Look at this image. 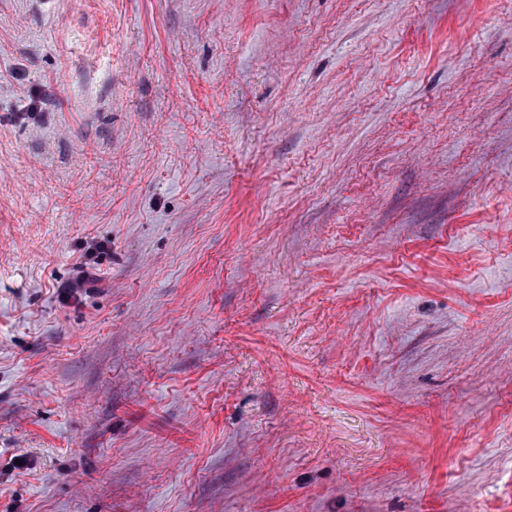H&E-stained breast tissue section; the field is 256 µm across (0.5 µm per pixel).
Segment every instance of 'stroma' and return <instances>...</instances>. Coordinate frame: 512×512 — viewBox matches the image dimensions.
I'll list each match as a JSON object with an SVG mask.
<instances>
[{"label":"stroma","mask_w":512,"mask_h":512,"mask_svg":"<svg viewBox=\"0 0 512 512\" xmlns=\"http://www.w3.org/2000/svg\"><path fill=\"white\" fill-rule=\"evenodd\" d=\"M0 512H512V0H0Z\"/></svg>","instance_id":"35a3bbf8"}]
</instances>
